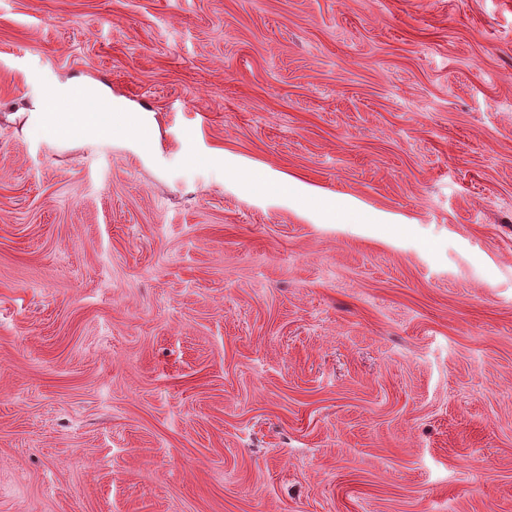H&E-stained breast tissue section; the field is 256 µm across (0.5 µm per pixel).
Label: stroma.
Instances as JSON below:
<instances>
[{"instance_id":"35a3bbf8","label":"stroma","mask_w":512,"mask_h":512,"mask_svg":"<svg viewBox=\"0 0 512 512\" xmlns=\"http://www.w3.org/2000/svg\"><path fill=\"white\" fill-rule=\"evenodd\" d=\"M0 512H512V0H0ZM84 88L86 96L76 99L74 102V112L70 103L66 99L52 97L49 101L48 112H32L33 124L44 133L64 140L72 139H92L100 135L102 129V120L97 116V112H111L112 109L106 102H101L100 106L93 112L88 111L90 105L99 97L100 90L92 84H81ZM49 112L54 114L55 124L61 136H71L75 134L76 129L73 126L69 112H72L73 119L78 125V132L71 138H60L53 131L49 122Z\"/></svg>"}]
</instances>
